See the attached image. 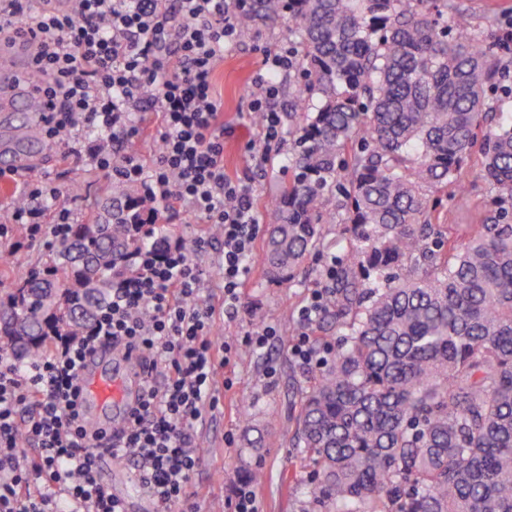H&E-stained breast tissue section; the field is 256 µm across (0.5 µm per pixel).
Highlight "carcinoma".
Returning <instances> with one entry per match:
<instances>
[{
    "mask_svg": "<svg viewBox=\"0 0 512 512\" xmlns=\"http://www.w3.org/2000/svg\"><path fill=\"white\" fill-rule=\"evenodd\" d=\"M288 17L300 39L293 176L268 204L258 257L290 282L324 229L344 257L327 293L340 344L296 382L292 447L322 512H512V59L457 0H252L241 26ZM494 193L462 238L436 236L432 194ZM71 225L0 292V360L81 335L147 235L126 190Z\"/></svg>",
    "mask_w": 512,
    "mask_h": 512,
    "instance_id": "carcinoma-1",
    "label": "carcinoma"
}]
</instances>
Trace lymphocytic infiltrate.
<instances>
[{
    "mask_svg": "<svg viewBox=\"0 0 512 512\" xmlns=\"http://www.w3.org/2000/svg\"><path fill=\"white\" fill-rule=\"evenodd\" d=\"M0 5V46L29 54L28 79L46 101L47 138L108 177L139 185L148 209L171 214L188 208L216 224L224 241L218 260L225 314L237 315L251 271L260 213L246 179L224 171V129L214 74L238 46L247 0H69L68 10L43 0ZM290 51L269 52L251 82L253 111L262 113L263 143L280 140L276 78L291 69ZM152 122L158 147L150 161L119 154L116 143L139 136ZM24 193L9 224L21 225L31 243L64 237L70 213L59 207L43 221L42 202L57 190L27 171L9 174ZM9 224L0 225L6 236ZM183 246L147 247L133 274L117 279L84 334L56 333L37 360L0 363V512H125L100 477L102 455L131 463L159 512H199L192 478L200 465L195 425L218 408L217 371L239 346L264 349L275 331L266 326L241 341L216 342L215 308L200 297L206 268ZM327 291L314 288L297 311L291 355L319 368L326 357L311 345V328L326 312ZM137 357L163 383L147 381L130 420L111 441L91 445L80 419V369L97 345ZM36 454L20 462L19 447Z\"/></svg>",
    "mask_w": 512,
    "mask_h": 512,
    "instance_id": "f902f5d3",
    "label": "lymphocytic infiltrate"
}]
</instances>
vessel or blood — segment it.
Wrapping results in <instances>:
<instances>
[{
  "label": "vessel or blood",
  "mask_w": 512,
  "mask_h": 512,
  "mask_svg": "<svg viewBox=\"0 0 512 512\" xmlns=\"http://www.w3.org/2000/svg\"><path fill=\"white\" fill-rule=\"evenodd\" d=\"M0 110L25 116L29 146L40 145L42 105L34 98L16 66L0 62ZM145 373L136 358L105 351L87 357L81 372L80 405L85 423L95 429L111 427L115 409H130L137 401Z\"/></svg>",
  "instance_id": "vessel-or-blood-1"
}]
</instances>
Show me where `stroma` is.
I'll list each match as a JSON object with an SVG mask.
<instances>
[{
	"label": "stroma",
	"instance_id": "stroma-1",
	"mask_svg": "<svg viewBox=\"0 0 512 512\" xmlns=\"http://www.w3.org/2000/svg\"><path fill=\"white\" fill-rule=\"evenodd\" d=\"M289 45L285 21L256 22L250 29L241 31L237 50L225 56L214 77L224 112V168L231 176L251 177L262 207L288 178L296 139L294 131L302 125L303 118L286 115L283 139L263 144L248 90L261 67L264 52H277ZM61 149L57 143L53 148L37 152L34 168L36 172L50 174L59 190L58 202L70 209L74 222L85 220L93 212L102 185H111L116 193L125 190V183L107 182L102 173L85 163L59 164ZM262 150L267 153L263 161L258 158ZM462 178L468 191L443 199L439 208L441 227L475 224L484 213L488 196L484 184L476 178L475 168L466 166ZM23 237L20 226L15 225L8 238L0 241V252L8 253L11 261V276L38 265L49 250L44 242L24 244ZM209 241L204 260L210 269L201 297L216 308L214 336L220 340L234 339L260 326L274 327L277 335L262 352H240L235 362L220 373L221 380L228 383L223 390V404L205 414L195 437L201 459L193 477L198 508L200 512H224L225 502L242 480L240 461L248 456L265 473L264 483L255 488L261 512H310L312 486L307 479L308 471L298 468V451L290 442L288 394L303 371L290 354L288 333L296 326L297 310L309 289L319 287L324 263L338 256L340 248L331 242L310 255L290 283L269 281L260 266H253L243 288V308L230 318L220 309V274L213 265L223 243L215 234H210ZM271 365L276 368L272 377L266 374ZM246 404L251 407L254 423L265 435L263 448L253 456L248 453L244 433L242 407Z\"/></svg>",
	"mask_w": 512,
	"mask_h": 512
}]
</instances>
